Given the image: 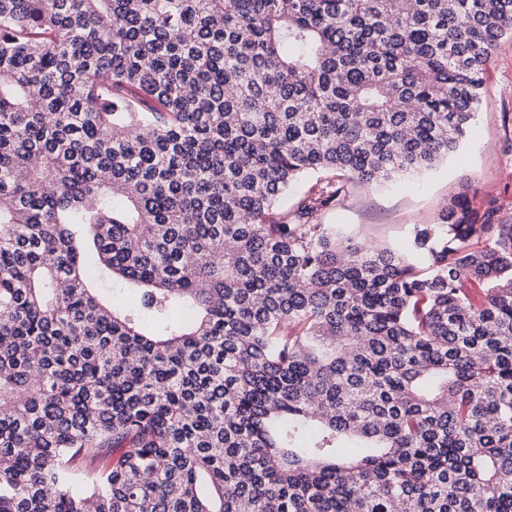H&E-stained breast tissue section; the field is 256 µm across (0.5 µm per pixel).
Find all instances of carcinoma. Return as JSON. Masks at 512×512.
<instances>
[{
	"mask_svg": "<svg viewBox=\"0 0 512 512\" xmlns=\"http://www.w3.org/2000/svg\"><path fill=\"white\" fill-rule=\"evenodd\" d=\"M506 37L512 0H0V512H512V224L458 199L420 265L317 223L454 152Z\"/></svg>",
	"mask_w": 512,
	"mask_h": 512,
	"instance_id": "1",
	"label": "carcinoma"
}]
</instances>
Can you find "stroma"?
I'll list each match as a JSON object with an SVG mask.
<instances>
[{
    "mask_svg": "<svg viewBox=\"0 0 512 512\" xmlns=\"http://www.w3.org/2000/svg\"><path fill=\"white\" fill-rule=\"evenodd\" d=\"M486 89L458 152L433 169L380 186H356L345 201L323 212L336 225L372 244L409 251L415 226L440 223L452 200L467 197L473 211L496 209L512 224V39L492 52Z\"/></svg>",
    "mask_w": 512,
    "mask_h": 512,
    "instance_id": "obj_1",
    "label": "stroma"
}]
</instances>
